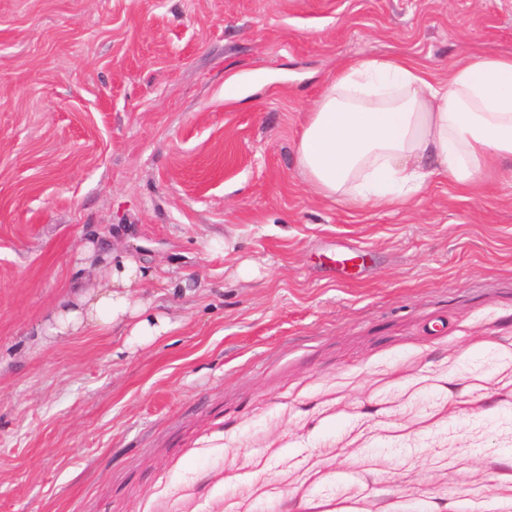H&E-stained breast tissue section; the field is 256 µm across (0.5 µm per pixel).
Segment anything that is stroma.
I'll return each instance as SVG.
<instances>
[{
	"label": "stroma",
	"instance_id": "obj_1",
	"mask_svg": "<svg viewBox=\"0 0 512 512\" xmlns=\"http://www.w3.org/2000/svg\"><path fill=\"white\" fill-rule=\"evenodd\" d=\"M476 48L512 0H0V512H512V176L377 210L295 155L340 63ZM93 240L170 335L44 334Z\"/></svg>",
	"mask_w": 512,
	"mask_h": 512
}]
</instances>
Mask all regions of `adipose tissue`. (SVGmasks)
I'll use <instances>...</instances> for the list:
<instances>
[{
    "label": "adipose tissue",
    "mask_w": 512,
    "mask_h": 512,
    "mask_svg": "<svg viewBox=\"0 0 512 512\" xmlns=\"http://www.w3.org/2000/svg\"><path fill=\"white\" fill-rule=\"evenodd\" d=\"M296 162L316 194L377 209L408 204L432 176L479 190L490 169L512 171V53L473 51L444 79L411 55L343 63L307 114ZM77 267L103 283L74 284L45 333L110 331L146 344L174 330L138 293L155 267L92 244Z\"/></svg>",
    "instance_id": "obj_1"
}]
</instances>
